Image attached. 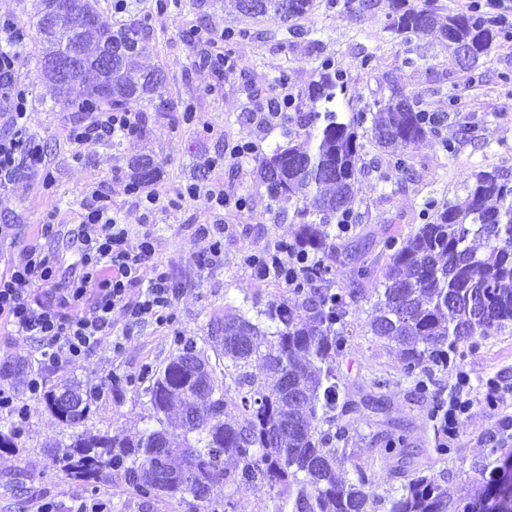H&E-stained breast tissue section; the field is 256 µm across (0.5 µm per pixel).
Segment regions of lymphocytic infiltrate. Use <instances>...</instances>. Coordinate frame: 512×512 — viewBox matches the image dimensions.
<instances>
[{"label": "lymphocytic infiltrate", "mask_w": 512, "mask_h": 512, "mask_svg": "<svg viewBox=\"0 0 512 512\" xmlns=\"http://www.w3.org/2000/svg\"><path fill=\"white\" fill-rule=\"evenodd\" d=\"M17 60L16 54L0 52V100L6 103L13 129L11 135L0 136V189L12 185L21 172L36 174L45 168L41 140L26 126V95L13 86ZM140 125L135 112H96L71 127L68 137L78 145L117 141ZM73 248L71 271L62 270L35 242L19 251L8 274L0 276V326L12 335L35 337L44 364L50 366L78 364L96 350L101 337L112 332L115 308H122L127 329L161 324L176 295L165 266L152 260V234L130 236L103 189L88 194ZM246 262L255 279L290 286L315 264L309 254L291 251L284 241L249 255ZM146 266L151 269L146 288L130 296V286Z\"/></svg>", "instance_id": "f902f5d3"}]
</instances>
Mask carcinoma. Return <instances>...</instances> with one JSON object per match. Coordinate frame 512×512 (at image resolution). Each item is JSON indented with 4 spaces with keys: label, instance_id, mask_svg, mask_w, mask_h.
I'll return each instance as SVG.
<instances>
[{
    "label": "carcinoma",
    "instance_id": "obj_1",
    "mask_svg": "<svg viewBox=\"0 0 512 512\" xmlns=\"http://www.w3.org/2000/svg\"><path fill=\"white\" fill-rule=\"evenodd\" d=\"M312 0H224L239 13L268 16L283 23L304 15ZM84 10L94 22L77 28L60 0H41L37 27L46 43L41 71L53 89L62 112H90L106 107L121 110L131 100H145L157 110L163 76L145 69L148 52L136 22L117 30L102 24L90 0ZM390 28L399 36L421 38L437 33L458 48L472 44L477 53L465 64L474 69L499 31L495 22L477 14L443 16L433 0H416L395 9ZM138 43L141 50L121 52L112 66L101 68L95 50ZM319 80L308 90L310 110L296 121L307 128L303 140H290L271 155L258 158L257 177L276 205L292 206L300 230L292 248H309L339 261L340 240L356 236L357 222L349 202L362 172L364 143L357 128L386 149L395 171L409 170L408 145L436 134L452 117L435 113L410 100L395 97L370 112H358L345 122L338 96L345 93L344 73L321 64ZM130 185L143 188L154 182L160 168L149 156L130 165ZM461 203L425 201V223L406 235L383 241L387 262L383 291L373 303L366 323L371 335L397 344L404 357L402 376L415 381L420 393L428 390L431 373L445 372L451 358L463 356L461 345L479 336L512 331V176L499 170L477 171L465 179ZM320 217V221L312 217ZM337 227L329 231L330 221ZM375 272L368 259L353 258L352 281ZM310 288L298 300L283 298L257 312L226 313L222 335L212 337L215 358L192 342L171 354L147 388L154 425L134 439L106 432L78 431L90 412L91 399L73 382L61 386L81 404L71 412L45 395L59 423L72 430L71 442L56 447L53 461L64 473L79 479L112 474L138 496H167L197 512H234L225 489L240 483H261L279 500L275 512H512V457L502 459L499 448L488 449L479 466L475 486L460 494L448 491L441 478L423 471L393 469L395 484L379 494L372 476L358 470L356 478L340 476L353 461L350 431L340 420L359 409L340 377L344 355L355 327L349 308L359 299L357 289H333V266L322 263L305 273ZM199 355L208 365L209 383L201 385L179 360ZM260 363L276 379L269 389L253 371ZM235 391L238 401L226 400ZM183 434V452L163 455L170 427ZM378 454L406 461L412 451L406 438L392 430L377 434ZM186 470L169 479L167 469Z\"/></svg>",
    "mask_w": 512,
    "mask_h": 512
}]
</instances>
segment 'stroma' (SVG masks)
<instances>
[{
	"mask_svg": "<svg viewBox=\"0 0 512 512\" xmlns=\"http://www.w3.org/2000/svg\"><path fill=\"white\" fill-rule=\"evenodd\" d=\"M399 0H372L370 8L350 11L330 0H313L312 11L285 23L268 17H249L224 9L220 0H168L157 11L156 0H127L126 19L139 20L149 50L144 66L160 70L167 109L154 111L133 101L128 111L140 113L144 131L120 146L100 141L76 147L67 138L75 116L52 110L51 88L40 73L42 41L35 27L40 0H0V24L9 23L23 44L16 82L27 92L28 125L41 138L52 178L51 189L27 175L0 192V225H10L0 238V273L29 243L43 240L53 253H65L60 239L46 240L42 226L47 214L68 228H76L86 195L100 186L112 197V206L131 234L150 228L154 262L167 266L179 293L168 324L142 325L125 333L122 309L112 314V333L77 367H42L32 337L0 334V382L24 400L27 418L16 423L0 415V431L14 435L15 445L0 449V512H38L51 504L54 512H75L79 503L103 505L105 512H184L177 500H145L121 480L85 481L66 475L53 463L56 445L68 442L69 431L49 411L43 397L29 396L25 376L41 371L47 388L77 380L85 388L102 387L85 422L87 429L131 438L149 422L151 405L146 389L156 370L184 342L210 349L214 321L226 310L256 315L269 302L289 296L290 287L274 279L256 281L245 257L279 241H293L300 225L293 209L279 208L255 176L256 156L271 153L289 139L303 138L297 123L273 116L275 103L301 104L308 86L317 80L322 61H331L348 78L341 99L344 116L373 108L375 101L402 93L432 112L455 108L457 115L440 126L436 136L411 144L406 153L407 173L392 171L389 155L366 144L365 170L354 186L352 208L359 234L350 249L375 263L374 275L352 283L350 268H336L335 285L357 286L359 299L349 308L357 333L339 361L351 398L370 390L371 377L385 375L395 383L387 391L388 421L372 413L344 416L350 426V445L357 463L372 474L377 491L392 484L389 466L377 459L374 436L383 423L404 429L409 447L417 454L412 467L428 473L449 472L451 491L472 485L476 466L486 448L512 449V396L492 410L473 403L450 451L439 455L430 415L437 398L447 397L457 385V371L470 377L472 388L493 377L512 385V334L479 340L466 350L454 369L435 373L427 393L401 380V351L394 343L364 333L372 303L383 281V240L417 228L426 198L455 201L466 195L464 179L478 170L512 172V23L481 56L474 70L463 69L446 43L430 35L401 42L388 29ZM245 29L249 35L226 45L227 29ZM207 52L224 53L231 67L217 72L200 64ZM370 65H363V58ZM194 119H181L185 107ZM452 141L455 156L439 143ZM251 144L253 153L237 157L232 150ZM150 154L162 174L150 193L165 200L164 208L145 213L138 198L127 195L132 159ZM223 155V167L211 170L206 161ZM198 181L222 185L223 209H213L206 197L178 200L180 188ZM224 227V254L219 263L208 260V241L200 225ZM122 337L121 351L112 340Z\"/></svg>",
	"mask_w": 512,
	"mask_h": 512,
	"instance_id": "stroma-1",
	"label": "stroma"
}]
</instances>
